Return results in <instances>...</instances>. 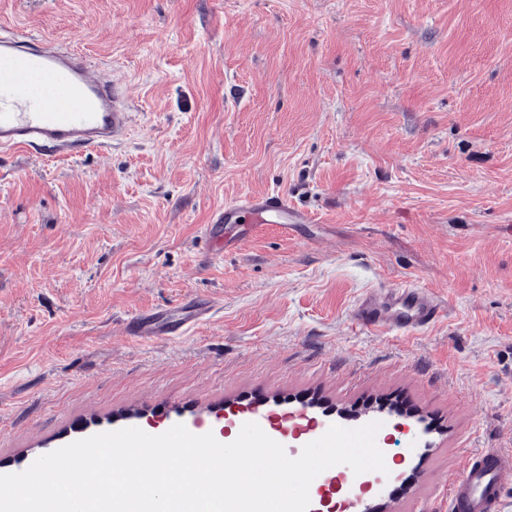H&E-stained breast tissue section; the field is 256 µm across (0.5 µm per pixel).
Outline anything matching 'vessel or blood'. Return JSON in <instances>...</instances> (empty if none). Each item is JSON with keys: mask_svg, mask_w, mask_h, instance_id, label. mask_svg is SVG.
Masks as SVG:
<instances>
[{"mask_svg": "<svg viewBox=\"0 0 512 512\" xmlns=\"http://www.w3.org/2000/svg\"><path fill=\"white\" fill-rule=\"evenodd\" d=\"M132 122L122 84L95 72L86 56L44 39L0 31V150L105 148L121 141ZM281 193L244 195L225 202L214 224H274L282 231L311 223ZM445 312L431 291L407 284L368 292L355 312L365 326L404 332L423 329ZM208 308L180 316L171 310L138 322L140 335L177 336L204 319ZM512 479V451L484 448L471 454L448 493V512H502Z\"/></svg>", "mask_w": 512, "mask_h": 512, "instance_id": "obj_1", "label": "vessel or blood"}]
</instances>
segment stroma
Here are the masks:
<instances>
[{
	"mask_svg": "<svg viewBox=\"0 0 512 512\" xmlns=\"http://www.w3.org/2000/svg\"><path fill=\"white\" fill-rule=\"evenodd\" d=\"M122 82L109 148L0 153V474L97 433L241 428L298 452L379 423L399 466L368 512H448L512 449V0H0V23ZM312 223L227 253L226 200ZM431 289L412 333L355 321ZM213 305L181 336L135 320ZM312 221L306 211L294 207L282 193L251 194L225 202L224 211L214 215L209 231L211 233L214 225L220 224H277L288 232L294 224ZM445 312L446 307L431 291L406 284L368 292L360 301L355 316L365 326L412 332L430 326Z\"/></svg>",
	"mask_w": 512,
	"mask_h": 512,
	"instance_id": "1",
	"label": "stroma"
}]
</instances>
